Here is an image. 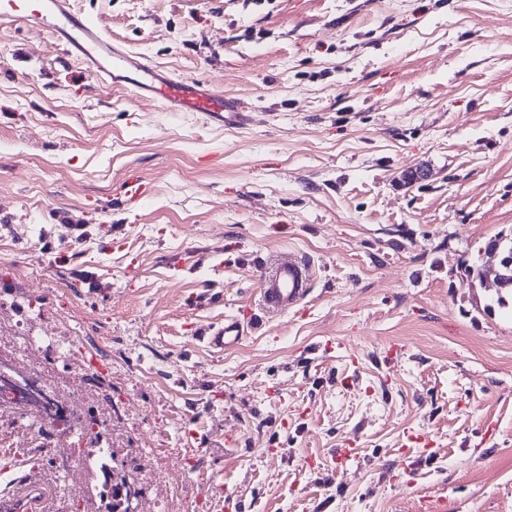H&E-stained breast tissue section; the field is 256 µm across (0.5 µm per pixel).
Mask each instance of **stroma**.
<instances>
[{
	"label": "stroma",
	"instance_id": "35a3bbf8",
	"mask_svg": "<svg viewBox=\"0 0 512 512\" xmlns=\"http://www.w3.org/2000/svg\"><path fill=\"white\" fill-rule=\"evenodd\" d=\"M72 2L250 119L0 29V360L96 417L138 512H512V305L466 273L512 229V0ZM291 253L310 293L267 315ZM232 317L241 345L198 342ZM98 455L53 434L0 491L110 512ZM311 267L301 258L289 256L260 275L261 305L269 314L298 306L309 290Z\"/></svg>",
	"mask_w": 512,
	"mask_h": 512
}]
</instances>
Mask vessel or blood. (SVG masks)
Returning a JSON list of instances; mask_svg holds the SVG:
<instances>
[{"label": "vessel or blood", "mask_w": 512, "mask_h": 512, "mask_svg": "<svg viewBox=\"0 0 512 512\" xmlns=\"http://www.w3.org/2000/svg\"><path fill=\"white\" fill-rule=\"evenodd\" d=\"M24 25L48 32L66 56L79 58L100 83L120 86L137 101H150L171 112H191L208 124L223 125L237 104L200 79L177 77L146 57L129 53L98 26L76 12L71 0H0V28ZM311 267L302 259L277 261L260 275L261 305L278 314L298 306L309 290ZM244 328L238 319L210 328L201 343L221 352L239 344ZM50 493L42 485L15 481L11 493L0 496V512H45Z\"/></svg>", "instance_id": "b4317fda"}]
</instances>
